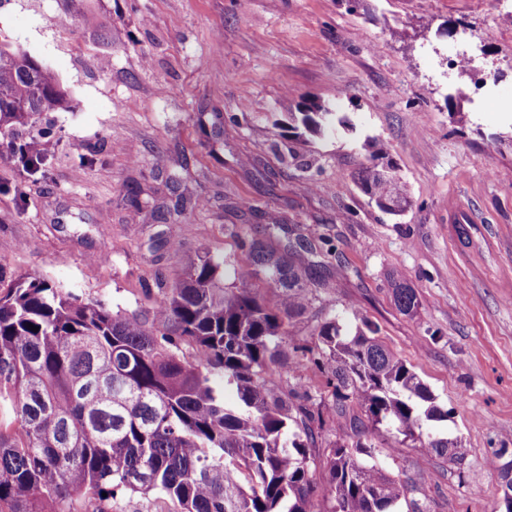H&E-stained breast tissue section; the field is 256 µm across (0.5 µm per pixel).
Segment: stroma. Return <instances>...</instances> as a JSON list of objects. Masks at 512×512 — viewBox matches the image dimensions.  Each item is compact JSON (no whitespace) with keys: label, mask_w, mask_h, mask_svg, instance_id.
<instances>
[{"label":"stroma","mask_w":512,"mask_h":512,"mask_svg":"<svg viewBox=\"0 0 512 512\" xmlns=\"http://www.w3.org/2000/svg\"><path fill=\"white\" fill-rule=\"evenodd\" d=\"M512 0H0V41L54 73L67 109L41 114L43 171L0 159V287L40 275L112 311L149 314L157 273L186 255L237 262L276 222L311 243L292 259L317 291L291 337L321 317L362 321L448 412L462 466L381 432L387 476L423 473L432 512H503L495 453L512 460ZM467 68L448 71L449 50ZM484 96L472 89L481 77ZM314 99L341 118L300 141L288 114ZM223 122H215V114ZM406 183L402 214L354 175L365 140ZM178 176V187L169 179ZM139 192L147 206L128 198ZM191 198L182 206V198ZM171 213L154 221L150 207ZM170 244L154 249L158 231ZM419 304L403 314L391 279ZM392 294L397 308L410 314L418 305L415 289L407 282L402 273H397L392 278Z\"/></svg>","instance_id":"stroma-1"}]
</instances>
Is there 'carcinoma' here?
Listing matches in <instances>:
<instances>
[{"instance_id": "carcinoma-1", "label": "carcinoma", "mask_w": 512, "mask_h": 512, "mask_svg": "<svg viewBox=\"0 0 512 512\" xmlns=\"http://www.w3.org/2000/svg\"><path fill=\"white\" fill-rule=\"evenodd\" d=\"M59 87L25 51L0 45V137L61 108ZM289 120L297 138L335 128L316 101ZM8 148L30 172L45 161L25 141ZM356 180L382 209L392 195L401 211L410 203L389 169L365 166ZM243 245L239 286L224 284L225 260L206 252L159 282L149 317L114 313L39 275L0 292V512H78L82 497L112 512V500L137 493L171 502L170 512H396L401 501L431 512L413 497L420 474L379 475L375 436L384 425L459 467L467 449L433 426L448 413L368 321L351 335L327 316L314 345H290L289 321L309 309L312 289L267 238ZM392 283L397 308L414 311L406 277ZM310 364L322 378L314 394H286L268 379ZM227 386L235 409L224 404ZM328 422L350 429L352 443L316 447L314 428ZM501 479L512 512L511 461Z\"/></svg>"}]
</instances>
